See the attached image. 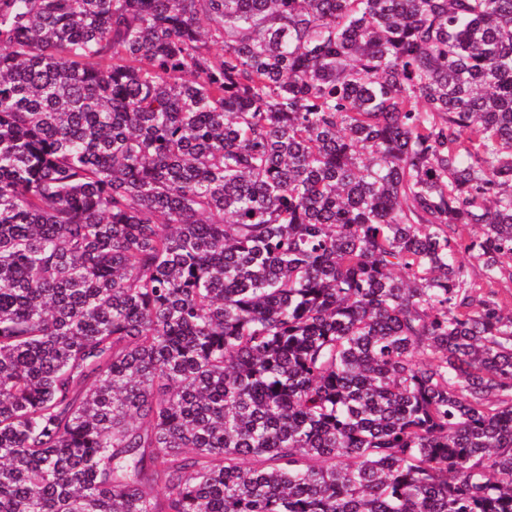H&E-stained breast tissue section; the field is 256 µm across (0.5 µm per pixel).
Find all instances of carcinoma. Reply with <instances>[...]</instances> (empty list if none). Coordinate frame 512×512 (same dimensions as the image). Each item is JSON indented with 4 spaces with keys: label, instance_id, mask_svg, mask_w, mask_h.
Returning a JSON list of instances; mask_svg holds the SVG:
<instances>
[{
    "label": "carcinoma",
    "instance_id": "carcinoma-1",
    "mask_svg": "<svg viewBox=\"0 0 512 512\" xmlns=\"http://www.w3.org/2000/svg\"><path fill=\"white\" fill-rule=\"evenodd\" d=\"M503 279L512 0H0V512H512Z\"/></svg>",
    "mask_w": 512,
    "mask_h": 512
}]
</instances>
